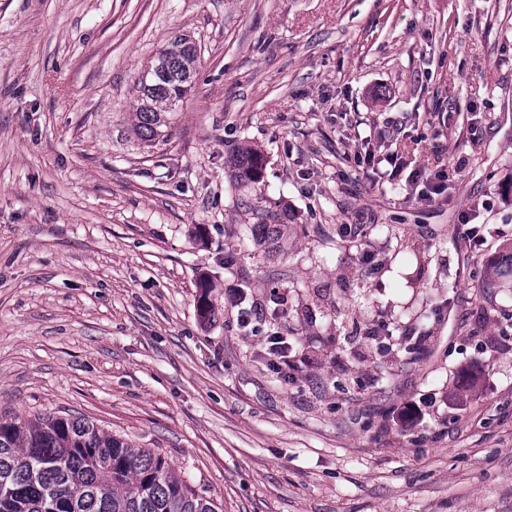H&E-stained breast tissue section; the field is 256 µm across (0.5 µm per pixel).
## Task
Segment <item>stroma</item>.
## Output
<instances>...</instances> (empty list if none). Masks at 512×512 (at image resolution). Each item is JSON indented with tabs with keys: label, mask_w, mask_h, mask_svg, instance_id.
I'll return each mask as SVG.
<instances>
[{
	"label": "stroma",
	"mask_w": 512,
	"mask_h": 512,
	"mask_svg": "<svg viewBox=\"0 0 512 512\" xmlns=\"http://www.w3.org/2000/svg\"><path fill=\"white\" fill-rule=\"evenodd\" d=\"M180 35L148 146L139 81ZM243 141L291 223L238 219ZM419 167L452 171L426 202ZM509 246L512 0H0L2 417L88 418L218 512H512V288L479 285ZM197 49L186 37H176L160 52L145 79L140 80V104L134 112V133L144 143H151L165 125V114L182 101L191 81L182 76L196 69Z\"/></svg>",
	"instance_id": "stroma-1"
}]
</instances>
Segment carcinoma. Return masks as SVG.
Returning <instances> with one entry per match:
<instances>
[{"mask_svg":"<svg viewBox=\"0 0 512 512\" xmlns=\"http://www.w3.org/2000/svg\"><path fill=\"white\" fill-rule=\"evenodd\" d=\"M197 49L179 36L160 52L140 80L134 133L145 143L159 136L165 114L188 91L183 75L196 69ZM225 165L235 184L261 189L266 157L240 144ZM249 224H286L288 207L261 194L240 200ZM201 322L214 319L209 286L199 283ZM0 512H217L195 493L165 457L136 449L85 417L0 419Z\"/></svg>","mask_w":512,"mask_h":512,"instance_id":"1","label":"carcinoma"}]
</instances>
